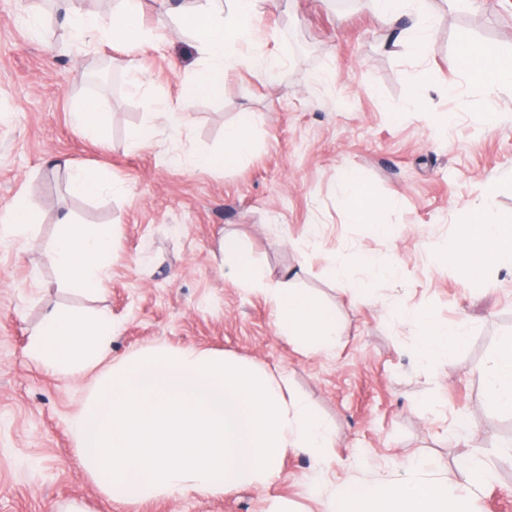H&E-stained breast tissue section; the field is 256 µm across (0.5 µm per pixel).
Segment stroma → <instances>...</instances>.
<instances>
[{"label": "stroma", "mask_w": 512, "mask_h": 512, "mask_svg": "<svg viewBox=\"0 0 512 512\" xmlns=\"http://www.w3.org/2000/svg\"><path fill=\"white\" fill-rule=\"evenodd\" d=\"M167 7L137 0L154 42L132 51L98 34L77 37L62 22L75 8L110 24L121 0H0V214L19 195L37 213L31 233L0 236V512L74 504L83 512H325L345 486L404 477L414 459L426 463L418 478L444 479L452 493L466 482L463 461L486 464L496 479L475 512H512V413L492 408L483 388L486 365L512 336V270L475 285L434 251L476 203L512 218V86L487 93L454 65L463 35L512 54V0H434L421 58L392 45L382 19L360 5L260 6L232 51L264 52L279 64L276 81L231 69L221 98L193 102L180 132L154 125L152 141L134 150L133 132L154 124L162 102L179 101L202 64L192 33ZM34 12L37 37L27 24ZM88 100L104 114L94 133L69 119ZM248 112L259 122L246 158L205 170L173 163L178 154L221 152L225 126ZM435 112L454 113L447 130L430 123ZM100 168L115 191L71 193L74 170ZM346 171L385 201L390 235L349 223L338 203ZM64 220L112 227L100 297L71 289L49 258ZM227 234L270 282L299 271L294 287L336 315L332 350L278 335L266 293L241 287L217 258ZM371 254L397 264L400 277L371 276L363 265ZM335 258L341 265L327 275ZM60 306L111 313L113 360L158 345L195 347L286 376L290 395L335 433L324 475L291 448L281 478L267 485L113 500L82 468L68 429L95 373L66 378L27 355L43 312ZM420 310L440 323L468 322L450 362L415 354L405 318Z\"/></svg>", "instance_id": "obj_1"}]
</instances>
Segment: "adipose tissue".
<instances>
[{"label":"adipose tissue","mask_w":512,"mask_h":512,"mask_svg":"<svg viewBox=\"0 0 512 512\" xmlns=\"http://www.w3.org/2000/svg\"><path fill=\"white\" fill-rule=\"evenodd\" d=\"M369 3L390 28L400 29L403 43L414 55L425 54L431 23L426 0ZM179 14L195 37L204 65L186 87L181 103L166 104L158 110L162 122L174 131L184 125L188 103L223 93L226 71L243 66L268 79L278 69L277 62L265 54L235 58L227 52L252 29L258 15L256 0H204L199 8H183ZM454 64L485 91L512 85V56L494 46L460 37ZM255 125V119L246 118L225 126L223 152L192 156L190 164L212 168L241 160L253 148ZM339 203L351 223L366 224L376 234L388 235L384 203L355 176L343 177ZM112 247L111 227L67 223L51 247L50 260L71 288L94 297L107 287L104 270ZM219 250L225 266L242 286L267 292L276 311L279 335L305 348L326 350L333 345L336 318L329 308L299 289L270 284L265 271L234 235H224ZM436 251L466 281L485 283L493 269L512 268V224L501 221L488 207L477 206L461 231L438 243ZM413 323L417 329L415 350L427 359L451 358L467 334L464 324L442 326L426 313L414 317ZM113 333L114 324L106 311L87 315L56 307L43 315L27 353L32 361L60 376H76L100 365L111 350ZM484 389L490 405L512 412V337L504 340L493 356L484 374ZM467 474L468 490L453 495L437 479L404 477L347 486L329 500L326 512H472V493L490 479L491 473L473 462Z\"/></svg>","instance_id":"obj_1"}]
</instances>
